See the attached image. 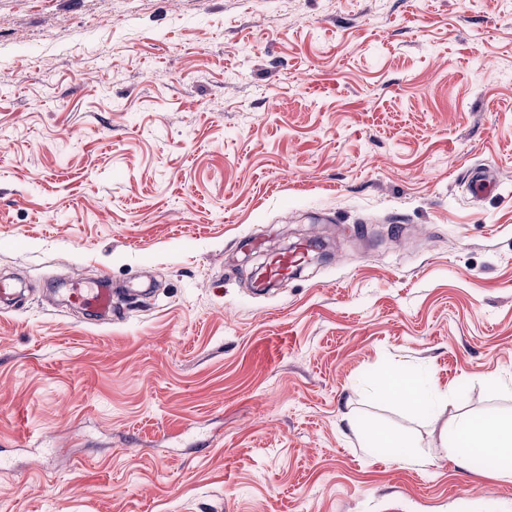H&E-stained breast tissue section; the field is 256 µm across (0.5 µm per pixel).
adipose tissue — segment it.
<instances>
[{
    "label": "adipose tissue",
    "instance_id": "1",
    "mask_svg": "<svg viewBox=\"0 0 512 512\" xmlns=\"http://www.w3.org/2000/svg\"><path fill=\"white\" fill-rule=\"evenodd\" d=\"M445 440L459 448L460 464L469 465L475 455L482 454L495 464L500 476L512 477V423L492 416L465 420L447 429Z\"/></svg>",
    "mask_w": 512,
    "mask_h": 512
}]
</instances>
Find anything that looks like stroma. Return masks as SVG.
<instances>
[{
	"label": "stroma",
	"mask_w": 512,
	"mask_h": 512,
	"mask_svg": "<svg viewBox=\"0 0 512 512\" xmlns=\"http://www.w3.org/2000/svg\"><path fill=\"white\" fill-rule=\"evenodd\" d=\"M0 277V512H512L442 439L512 422V9L0 0ZM467 185L473 197H481L496 184L488 170L483 167H472L467 173ZM307 255V245H301L293 251L275 254L266 267L267 277L272 280L287 277L304 263ZM67 300L70 304L79 306L94 317L111 319L119 313L115 302V290L107 276L89 283L80 275L69 279ZM372 385L379 393L398 392L414 408L421 407L426 403L421 388L410 379H393L389 376H377L372 379ZM370 437L379 444V447L387 448L390 453L399 460L408 458V451L403 448H411L409 441L401 436L386 434L381 431H371Z\"/></svg>",
	"instance_id": "1"
}]
</instances>
